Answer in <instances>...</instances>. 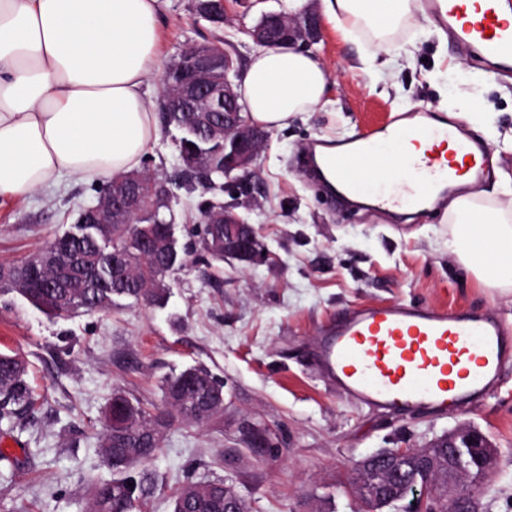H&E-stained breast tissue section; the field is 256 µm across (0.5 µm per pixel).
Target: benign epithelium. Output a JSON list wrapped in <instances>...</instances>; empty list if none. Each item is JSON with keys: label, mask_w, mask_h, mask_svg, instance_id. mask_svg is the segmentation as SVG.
Listing matches in <instances>:
<instances>
[{"label": "benign epithelium", "mask_w": 512, "mask_h": 512, "mask_svg": "<svg viewBox=\"0 0 512 512\" xmlns=\"http://www.w3.org/2000/svg\"><path fill=\"white\" fill-rule=\"evenodd\" d=\"M196 10L211 22L219 24L227 19L225 0H196ZM323 28L322 15L313 8L292 13L283 10L266 12L260 22L249 30L252 40L259 46H291L308 49L320 40ZM177 73V88L185 99L201 103L198 114L191 121L207 128L209 135L224 143V170L227 175L236 174L248 182L252 175V166L261 152L268 133L254 126L243 117L238 101V80L240 70L236 54L226 49L220 56L199 42H187L178 51L162 75V83H167L171 73ZM212 161L211 155L193 151L183 155L180 170L202 173ZM142 175L131 174L124 185L107 194V201L91 206L88 211L97 224H110L116 218H125L132 223V229L143 243H148L146 228L133 223L140 210V197L137 186ZM224 223L232 228L224 230V250L231 251L240 259L255 260L253 227L241 231L237 224L247 220L231 207L224 208ZM271 436L267 429L252 426L245 440V447L251 448L256 456H265L272 452ZM429 448H454L457 453L467 449L476 452L477 463L481 470L490 474L496 468L498 448L480 431L468 424H461L446 433L442 438L427 444ZM413 452L411 448H384L370 455L381 465L377 494L381 498H390L394 488L401 480L395 467L397 459ZM466 470L460 468L448 471V489L456 494L457 503L466 507L468 512H476L475 501L470 489L461 485Z\"/></svg>", "instance_id": "1"}]
</instances>
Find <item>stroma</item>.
Returning a JSON list of instances; mask_svg holds the SVG:
<instances>
[{"label":"stroma","mask_w":512,"mask_h":512,"mask_svg":"<svg viewBox=\"0 0 512 512\" xmlns=\"http://www.w3.org/2000/svg\"><path fill=\"white\" fill-rule=\"evenodd\" d=\"M286 0H231L228 20L199 17L194 0H166L159 60L146 83L161 97V76L190 41L231 45L240 68L255 48L247 34L262 13ZM410 22L389 51L332 22L310 53L330 76L322 105L269 131L254 164L258 206L244 215L271 258L192 262L165 279L164 305L118 300L107 312L51 319L0 287V352L28 364L33 407L0 434V512H79L93 482L111 469L97 432L113 391L160 403L163 378L193 365L221 377L224 414L201 427L175 421L151 463L158 490L150 512H170L186 472L229 480L252 512H351V470L383 448L421 446L462 423L499 450L478 492V512H512V368L483 405L445 418L425 410L395 415L332 389L312 364V347L337 311L371 304L426 303L453 310L495 309L512 323V289L492 290L448 251L454 220L433 211L406 223L368 209L333 208L324 188L297 162L299 149L333 141L417 109L452 112L467 131L492 123V166L449 198L473 210L495 208L512 225V71L487 78L486 63L455 48L412 4ZM378 68L366 73L364 61ZM93 180L64 176L23 197L0 199V265H17L71 230L77 207L95 199ZM269 428L279 456H253L240 442L246 425Z\"/></svg>","instance_id":"35a3bbf8"}]
</instances>
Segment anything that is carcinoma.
<instances>
[{
	"label": "carcinoma",
	"instance_id": "carcinoma-1",
	"mask_svg": "<svg viewBox=\"0 0 512 512\" xmlns=\"http://www.w3.org/2000/svg\"><path fill=\"white\" fill-rule=\"evenodd\" d=\"M191 108L189 102L172 100L169 112L158 116L161 129L178 128ZM141 174L140 194L147 207V220L158 221L154 230L159 236L174 231L167 218L170 206L153 195L152 182L156 176L147 170ZM224 178V153L218 152L209 175L212 190L224 191ZM212 208L211 201H202L198 206L200 225L195 240L183 247L175 241L174 249L165 253L142 251L130 233V225L122 220L103 226L104 235L126 253L129 275L124 282H114L104 243L78 238L70 232L56 237L36 257L43 262L48 287L31 292L16 287L26 279L27 262L0 269L5 272L0 283L15 289L32 307L52 318L80 309L107 311L118 298L159 304L166 296V275L185 267L189 258L206 264L211 260L224 261V225L209 223ZM26 376L27 366L21 358L0 353V424L10 429L19 411L31 405ZM162 397V407L151 409L121 391L112 393L100 440L102 454L114 476L92 486L81 512H138L157 490L156 477L144 464L159 455L164 430L173 419L200 425L224 413V381L202 366L188 367L165 377ZM398 466L405 480L403 493L411 495L413 489L425 488L431 494L427 508L448 512V501L444 500L448 489V451L440 453L433 467L423 465L417 455L400 459ZM170 507V512H224V494L219 483L200 482L187 475Z\"/></svg>",
	"mask_w": 512,
	"mask_h": 512
}]
</instances>
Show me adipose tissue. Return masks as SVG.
<instances>
[{
	"mask_svg": "<svg viewBox=\"0 0 512 512\" xmlns=\"http://www.w3.org/2000/svg\"><path fill=\"white\" fill-rule=\"evenodd\" d=\"M343 36L388 34L410 0H327ZM161 0H0V196L61 174L109 179L137 168L158 136L145 89L158 56ZM328 71L311 55L260 47L241 92L251 121L280 127L318 107ZM448 245L488 287H512V225L498 211L453 201Z\"/></svg>",
	"mask_w": 512,
	"mask_h": 512,
	"instance_id": "obj_1",
	"label": "adipose tissue"
}]
</instances>
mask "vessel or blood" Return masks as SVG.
I'll use <instances>...</instances> for the list:
<instances>
[{
	"mask_svg": "<svg viewBox=\"0 0 512 512\" xmlns=\"http://www.w3.org/2000/svg\"><path fill=\"white\" fill-rule=\"evenodd\" d=\"M423 9L457 45L478 48L491 67L512 66V0H423ZM317 146L340 186L339 200L364 193L381 211L424 210L460 169L478 173L487 162L479 138L417 112L405 123L393 119ZM312 357L331 388L366 406L444 414L497 384L512 361V338L491 313L424 303L366 305L340 312Z\"/></svg>",
	"mask_w": 512,
	"mask_h": 512,
	"instance_id": "1",
	"label": "vessel or blood"
}]
</instances>
